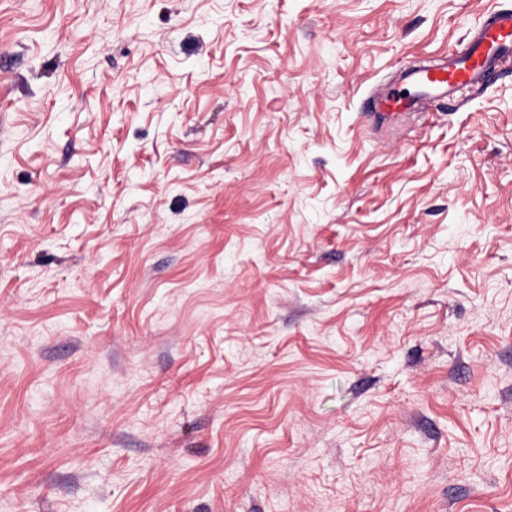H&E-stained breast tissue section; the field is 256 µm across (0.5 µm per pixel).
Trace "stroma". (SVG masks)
<instances>
[{"label": "stroma", "instance_id": "obj_1", "mask_svg": "<svg viewBox=\"0 0 512 512\" xmlns=\"http://www.w3.org/2000/svg\"><path fill=\"white\" fill-rule=\"evenodd\" d=\"M512 0H0V512H512ZM512 61V8L490 11L474 27L464 48L438 62L400 70L373 99L381 123H400L418 114L424 101L455 102L464 90H480Z\"/></svg>", "mask_w": 512, "mask_h": 512}]
</instances>
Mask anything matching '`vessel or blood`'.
Wrapping results in <instances>:
<instances>
[{
  "mask_svg": "<svg viewBox=\"0 0 512 512\" xmlns=\"http://www.w3.org/2000/svg\"><path fill=\"white\" fill-rule=\"evenodd\" d=\"M511 62L512 8L501 7L470 31L461 51L399 71L387 90L374 97V116L396 124L413 116L423 102H455L463 91L487 86Z\"/></svg>",
  "mask_w": 512,
  "mask_h": 512,
  "instance_id": "obj_1",
  "label": "vessel or blood"
}]
</instances>
